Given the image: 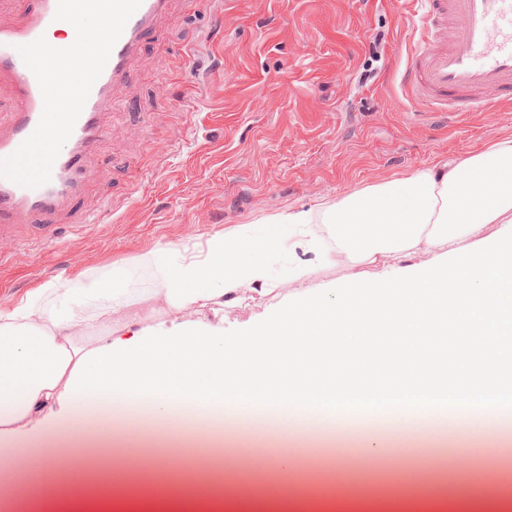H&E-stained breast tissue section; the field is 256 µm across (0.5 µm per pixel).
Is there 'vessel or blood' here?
Returning a JSON list of instances; mask_svg holds the SVG:
<instances>
[{
  "label": "vessel or blood",
  "mask_w": 512,
  "mask_h": 512,
  "mask_svg": "<svg viewBox=\"0 0 512 512\" xmlns=\"http://www.w3.org/2000/svg\"><path fill=\"white\" fill-rule=\"evenodd\" d=\"M423 12L410 61L402 77L408 99L427 113L491 112L512 100V0H421ZM169 0H142L114 44L93 84L68 139L44 185L31 188L0 177V260L4 245L16 236L20 219H40L55 211L83 188L85 159L96 141L109 135L101 121L111 110L112 94L130 75V62L155 32ZM57 0H28L18 20L0 27V74L6 75L22 105L0 129V159L17 151L37 128L43 96L36 76L18 48L56 27ZM495 30L488 40L487 30Z\"/></svg>",
  "instance_id": "1"
}]
</instances>
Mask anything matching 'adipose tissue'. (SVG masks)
Returning <instances> with one entry per match:
<instances>
[{
	"mask_svg": "<svg viewBox=\"0 0 512 512\" xmlns=\"http://www.w3.org/2000/svg\"><path fill=\"white\" fill-rule=\"evenodd\" d=\"M488 224L498 232L479 238ZM470 237L473 247L460 248ZM417 253L431 263L400 267ZM272 254L287 260L283 275L271 273ZM169 256L157 248L137 257L151 288L128 287L116 269L81 288L76 308L58 282L0 307V457L47 464L40 443L22 435L50 420L65 439L105 423L142 436L121 414L90 409L95 397L141 405L154 426L222 411L283 431L299 417L325 428L384 417L490 441L512 425V137L309 211L224 230L203 257ZM342 264L384 273L299 297L249 333L225 335L224 306L247 290L269 294ZM157 299L197 321L125 340L100 335L114 306Z\"/></svg>",
	"mask_w": 512,
	"mask_h": 512,
	"instance_id": "obj_1",
	"label": "adipose tissue"
}]
</instances>
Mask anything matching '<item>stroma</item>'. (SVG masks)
I'll use <instances>...</instances> for the list:
<instances>
[{
	"label": "stroma",
	"mask_w": 512,
	"mask_h": 512,
	"mask_svg": "<svg viewBox=\"0 0 512 512\" xmlns=\"http://www.w3.org/2000/svg\"><path fill=\"white\" fill-rule=\"evenodd\" d=\"M417 10L414 0L400 13L392 0H170L102 117L112 132L87 162L84 193L50 218L59 234L32 249L13 245L0 264V305L51 280L84 286L122 267L134 287L150 288L151 272L135 266L146 251L202 249L224 229L512 136V102L445 124L405 97ZM75 212L99 221L74 227ZM379 273L324 268L278 296L253 293L225 308L224 333L263 324L299 295ZM223 428L250 454L222 482L197 471L198 449L183 450L176 472L147 450L131 470L102 458L93 481L15 500L0 489V512H512V465L492 441L451 432L427 447L418 431L392 425L388 440L404 439L405 449L376 456L356 427L313 431L298 421L288 441L274 426L262 440L246 422ZM283 454L316 474L312 496L269 466Z\"/></svg>",
	"instance_id": "obj_1"
}]
</instances>
